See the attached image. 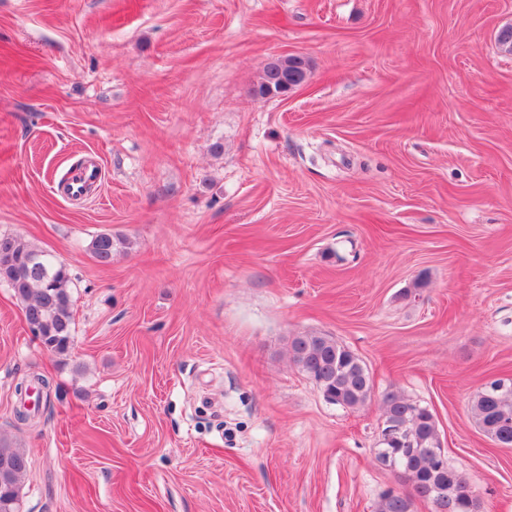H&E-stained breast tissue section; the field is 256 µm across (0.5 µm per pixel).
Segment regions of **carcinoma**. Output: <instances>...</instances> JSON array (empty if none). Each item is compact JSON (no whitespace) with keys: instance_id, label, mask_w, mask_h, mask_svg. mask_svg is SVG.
Listing matches in <instances>:
<instances>
[{"instance_id":"cac0c4a2","label":"carcinoma","mask_w":512,"mask_h":512,"mask_svg":"<svg viewBox=\"0 0 512 512\" xmlns=\"http://www.w3.org/2000/svg\"><path fill=\"white\" fill-rule=\"evenodd\" d=\"M308 62L289 56L269 63L257 91L263 96L281 93L279 72L304 71ZM11 249L16 265L0 279L22 303L25 319L43 346L57 354L71 350L73 323L71 278L66 266L51 255L16 236H0ZM116 247L110 233L96 235L90 243L92 256L109 264ZM293 364L313 380L330 402L359 409L371 399L373 381L366 365L348 347L330 336L306 334L289 342ZM384 421L399 434L396 444L377 448V459L397 469L410 481L413 496L387 493L378 512H410L411 498L431 503L434 512H481L480 499L468 482L453 478L456 470L439 455L440 439L431 411L416 402L390 393L384 399ZM471 414L481 431L512 447V378L489 382L471 404ZM0 512H19V498L28 472V455L15 444L0 439Z\"/></svg>"}]
</instances>
